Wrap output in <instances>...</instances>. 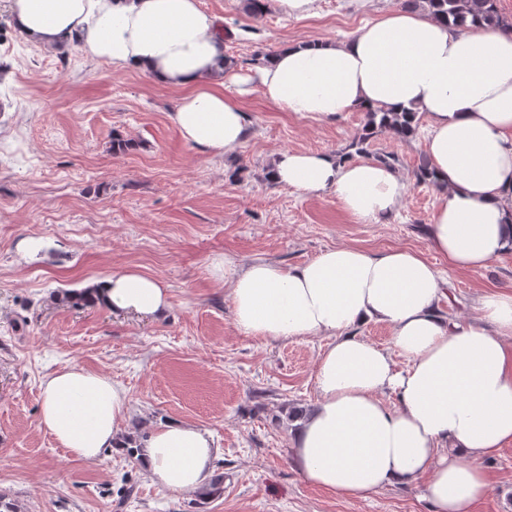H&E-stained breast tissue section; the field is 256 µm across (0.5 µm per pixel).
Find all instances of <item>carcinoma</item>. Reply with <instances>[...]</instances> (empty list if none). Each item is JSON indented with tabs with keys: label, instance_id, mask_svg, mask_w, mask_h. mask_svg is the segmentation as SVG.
<instances>
[{
	"label": "carcinoma",
	"instance_id": "obj_1",
	"mask_svg": "<svg viewBox=\"0 0 512 512\" xmlns=\"http://www.w3.org/2000/svg\"><path fill=\"white\" fill-rule=\"evenodd\" d=\"M401 4L406 10L426 11L434 18L461 29L494 26L512 30V18L500 13L497 0H401ZM418 126L417 113L410 109L400 112L367 109L361 133L353 146L356 152L363 153L370 142L381 134L408 140L414 137Z\"/></svg>",
	"mask_w": 512,
	"mask_h": 512
}]
</instances>
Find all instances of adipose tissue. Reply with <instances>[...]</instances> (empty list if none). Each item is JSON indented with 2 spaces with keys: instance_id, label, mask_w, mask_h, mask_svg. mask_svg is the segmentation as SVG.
I'll return each instance as SVG.
<instances>
[{
  "instance_id": "obj_1",
  "label": "adipose tissue",
  "mask_w": 512,
  "mask_h": 512,
  "mask_svg": "<svg viewBox=\"0 0 512 512\" xmlns=\"http://www.w3.org/2000/svg\"><path fill=\"white\" fill-rule=\"evenodd\" d=\"M13 17L35 43L76 36L91 57L182 90L171 119L206 155L245 143L246 114L227 90L239 77L224 65V19L199 0H13ZM258 91L277 109L317 118L363 107L424 114V152L443 192L428 231L437 265L413 249L350 246L288 268L210 260L247 335L330 339L316 405L291 440L296 465L310 485L344 499L419 486L434 512H475L489 487L483 460L512 443V291L484 293L479 323H463L440 313L442 270H480L512 248V32H463L425 12L388 10L344 41L281 48L259 68ZM271 177L334 195L361 224L387 220L407 191L393 166L331 153L280 152ZM86 293L151 319L171 307L167 287L133 268ZM369 322L389 327L391 348L356 336ZM41 395L40 425L72 457L93 461L122 447L129 398L119 383L74 366L46 378ZM134 453L154 484L195 491L219 447L209 431L175 420Z\"/></svg>"
}]
</instances>
